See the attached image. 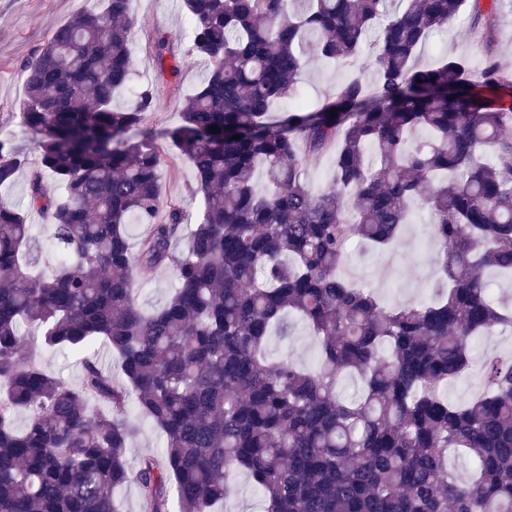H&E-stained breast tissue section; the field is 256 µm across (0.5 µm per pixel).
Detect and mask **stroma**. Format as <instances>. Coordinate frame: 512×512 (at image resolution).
<instances>
[{
	"instance_id": "obj_1",
	"label": "stroma",
	"mask_w": 512,
	"mask_h": 512,
	"mask_svg": "<svg viewBox=\"0 0 512 512\" xmlns=\"http://www.w3.org/2000/svg\"><path fill=\"white\" fill-rule=\"evenodd\" d=\"M102 0H0V137L11 138L28 161L29 170L36 169L40 153V137L26 128L20 119L25 98L23 66L37 55L53 30L63 24L77 9H102ZM131 11L139 21L134 44L135 83L151 87L154 108L146 126L155 144H163L166 129L181 121L184 95L201 81L202 67L185 53L189 23L178 0H131ZM172 38V50L179 64L177 76L160 77L151 42L156 32ZM467 58L474 68H481L486 51H493L501 66L512 74V0H503L495 18L490 43L479 42L474 34L470 7H463L454 23L434 32L420 55L422 64L435 61L437 51ZM360 75L374 83L375 73L365 62L338 67L312 62L302 76L303 96L309 104H317L335 93L337 87L352 75ZM159 181L165 198L180 200L187 221H194L198 200L190 196L194 174L190 165L173 152L162 156ZM347 275L361 285L372 288L385 304L426 302L437 277V247L427 211H416L411 224L396 247L383 252L362 250L357 242L347 247ZM266 356L277 362L288 359L312 368L319 358L318 348L300 321H293L292 334L282 338L271 336Z\"/></svg>"
}]
</instances>
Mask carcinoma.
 Masks as SVG:
<instances>
[{"instance_id": "carcinoma-1", "label": "carcinoma", "mask_w": 512, "mask_h": 512, "mask_svg": "<svg viewBox=\"0 0 512 512\" xmlns=\"http://www.w3.org/2000/svg\"><path fill=\"white\" fill-rule=\"evenodd\" d=\"M130 2L74 11L25 65L41 157L26 208L0 205V512H116L131 483L146 512H218L237 470L264 512H512V358L485 360L482 392L447 394L473 340L512 329V292L491 300L484 282L512 279V103L477 91L507 76L491 55L477 73L463 57L418 63L463 0H183L206 76L164 137L195 173L188 230L161 195V152L127 137L152 90L115 102L135 72ZM500 2L471 0L474 19L491 26ZM167 47L156 36L174 76ZM365 53L374 86L353 77L313 108H277L310 61ZM332 149L315 191L306 171ZM25 166L0 140V187ZM418 205L441 276L432 301L386 306L345 274V247L389 249ZM32 211L53 227L45 262ZM129 224L147 226L136 247ZM164 264L173 292L146 314L138 284ZM287 313L318 368L264 355ZM28 336L72 354L101 340L125 382L87 357L71 385ZM132 407L163 435L134 468ZM450 451L474 470L451 471Z\"/></svg>"}]
</instances>
